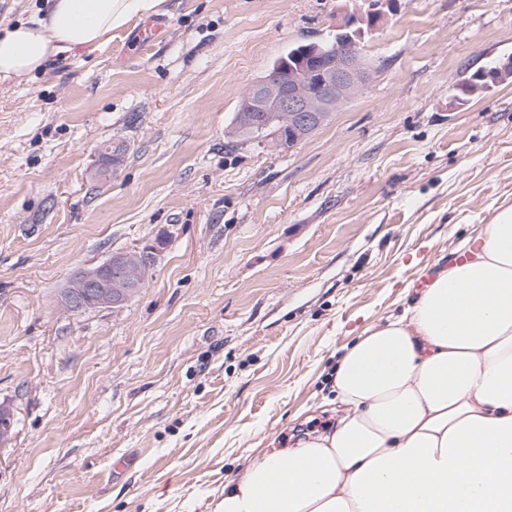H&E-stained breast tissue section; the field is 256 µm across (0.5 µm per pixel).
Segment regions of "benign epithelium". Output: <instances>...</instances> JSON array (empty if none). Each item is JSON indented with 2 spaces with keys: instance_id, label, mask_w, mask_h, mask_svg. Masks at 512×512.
Returning a JSON list of instances; mask_svg holds the SVG:
<instances>
[{
  "instance_id": "7a95c632",
  "label": "benign epithelium",
  "mask_w": 512,
  "mask_h": 512,
  "mask_svg": "<svg viewBox=\"0 0 512 512\" xmlns=\"http://www.w3.org/2000/svg\"><path fill=\"white\" fill-rule=\"evenodd\" d=\"M368 19L348 15L336 21V30L344 32L346 44L329 56L320 43L306 46L310 71L315 80L298 72L266 71L241 97L238 118L225 132L231 138L262 133L278 150H289L320 128L333 112L358 96L370 75L359 53ZM490 83L469 90L478 96L486 89L512 81V56L496 60L488 70ZM124 146L115 144L100 152L101 168L97 175L109 177L123 162ZM160 250L151 247L110 254L100 263L73 272L69 285L62 289L64 309L81 314L100 307L119 308L142 288L149 271L155 266ZM14 434V411L0 404V447Z\"/></svg>"
}]
</instances>
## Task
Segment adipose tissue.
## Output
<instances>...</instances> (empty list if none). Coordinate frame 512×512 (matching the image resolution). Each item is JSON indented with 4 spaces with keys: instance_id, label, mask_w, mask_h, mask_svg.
<instances>
[{
    "instance_id": "obj_1",
    "label": "adipose tissue",
    "mask_w": 512,
    "mask_h": 512,
    "mask_svg": "<svg viewBox=\"0 0 512 512\" xmlns=\"http://www.w3.org/2000/svg\"><path fill=\"white\" fill-rule=\"evenodd\" d=\"M162 0H51L0 28V81L111 40ZM339 358L336 425L257 451L219 512H512V208Z\"/></svg>"
}]
</instances>
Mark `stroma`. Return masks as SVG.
I'll list each match as a JSON object with an SVG mask.
<instances>
[{
	"instance_id": "obj_1",
	"label": "stroma",
	"mask_w": 512,
	"mask_h": 512,
	"mask_svg": "<svg viewBox=\"0 0 512 512\" xmlns=\"http://www.w3.org/2000/svg\"><path fill=\"white\" fill-rule=\"evenodd\" d=\"M379 7L372 78L293 149L230 139L288 44ZM96 49L0 81V512H215L251 449L334 424L330 376L423 271L512 207V0H163ZM119 169L95 181V147ZM161 244L123 308L61 310L73 270ZM495 60L489 62L486 66L476 69L471 72L468 76L463 77L456 84L452 86L451 96H460L462 100H466L468 97L463 94V89L467 87H473L469 90V96H478L485 92L487 88H492L493 86H499L508 81H512V56H503L496 60L495 66L489 69ZM487 70V78L491 83H487L485 86H476L483 85L480 81V74H484V71ZM476 86V87H474ZM125 149L122 144L109 146L100 151V164L103 165L96 174L100 177L112 176V170H117L123 162Z\"/></svg>"
}]
</instances>
